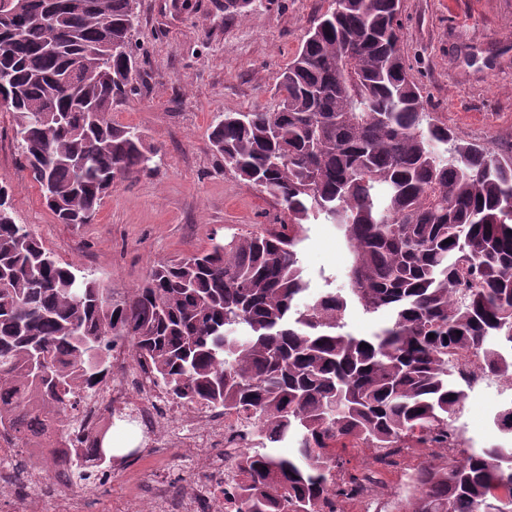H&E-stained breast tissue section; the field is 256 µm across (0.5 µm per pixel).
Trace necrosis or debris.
Wrapping results in <instances>:
<instances>
[{
    "mask_svg": "<svg viewBox=\"0 0 512 512\" xmlns=\"http://www.w3.org/2000/svg\"><path fill=\"white\" fill-rule=\"evenodd\" d=\"M132 411L158 475L149 512H235L225 480L238 448L247 446L251 424L220 408L190 407L172 400L152 371L123 345L111 351V371L85 397L59 446L77 457L106 414ZM13 437L0 432V503L32 496L45 484L41 472L20 473Z\"/></svg>",
    "mask_w": 512,
    "mask_h": 512,
    "instance_id": "necrosis-or-debris-1",
    "label": "necrosis or debris"
}]
</instances>
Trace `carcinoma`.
<instances>
[{"label":"carcinoma","instance_id":"carcinoma-1","mask_svg":"<svg viewBox=\"0 0 512 512\" xmlns=\"http://www.w3.org/2000/svg\"><path fill=\"white\" fill-rule=\"evenodd\" d=\"M23 15L50 21L18 40ZM135 19L134 0H0L9 111L59 224L89 223L154 163L143 132L111 119L137 71ZM76 65L84 78L68 97L59 86ZM278 93L273 108L224 113L209 142L290 223L158 263L123 296L57 261L0 186V425L23 448L63 433L121 340L171 398L256 421L235 466L236 512H323L336 475V496L352 502L366 468L347 469L341 451L397 466L404 443L448 457L414 470L396 512H512V447L464 449L472 383L456 363L469 355L512 387V151L463 141L427 112L400 0H332ZM50 104L67 123L32 121ZM319 221L348 246V287L301 307L297 246ZM353 306L385 321L355 336ZM493 422L512 439V402ZM288 441L294 454L270 452Z\"/></svg>","mask_w":512,"mask_h":512}]
</instances>
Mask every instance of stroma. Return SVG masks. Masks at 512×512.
<instances>
[{
    "instance_id": "stroma-1",
    "label": "stroma",
    "mask_w": 512,
    "mask_h": 512,
    "mask_svg": "<svg viewBox=\"0 0 512 512\" xmlns=\"http://www.w3.org/2000/svg\"><path fill=\"white\" fill-rule=\"evenodd\" d=\"M330 0H253L226 20L224 0H136L134 50L142 62L112 121L141 129L156 167L125 179L90 223H57L25 168L10 112L0 109V184L16 223L59 262L78 265L112 292L139 285L159 262L203 251L232 234L276 229L288 215L225 167L208 142L228 112L271 108L305 31ZM403 42L429 111L459 139L512 144V0H402ZM312 290L341 287L351 263L335 225H306L298 246ZM512 391L495 379L469 391L458 424L472 449L504 443L493 424ZM154 475L117 461L108 484L82 491L81 512H144Z\"/></svg>"
}]
</instances>
